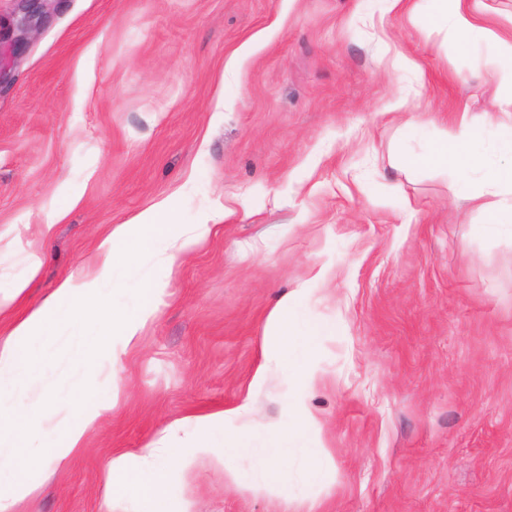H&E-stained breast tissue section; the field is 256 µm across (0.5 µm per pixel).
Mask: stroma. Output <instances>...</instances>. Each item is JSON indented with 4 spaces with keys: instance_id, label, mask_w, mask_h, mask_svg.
Segmentation results:
<instances>
[{
    "instance_id": "stroma-1",
    "label": "stroma",
    "mask_w": 512,
    "mask_h": 512,
    "mask_svg": "<svg viewBox=\"0 0 512 512\" xmlns=\"http://www.w3.org/2000/svg\"><path fill=\"white\" fill-rule=\"evenodd\" d=\"M491 54L449 51L437 17L381 0H61L0 86V284L39 262L10 315L163 199L215 230L174 262L79 461L22 512H99L104 456L190 447L191 428L166 431L187 416L226 412L225 434L264 447L288 397L266 321L302 286L336 325L307 395L335 483H304L298 456L270 500L202 460L170 467L163 512H512V232L467 199L482 172L401 161L461 110L492 109ZM399 97L409 134L386 110ZM158 265L117 269L115 304ZM247 400L253 415L233 416Z\"/></svg>"
}]
</instances>
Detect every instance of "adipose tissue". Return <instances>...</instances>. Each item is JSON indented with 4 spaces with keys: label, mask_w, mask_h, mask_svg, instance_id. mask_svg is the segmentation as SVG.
Masks as SVG:
<instances>
[{
    "label": "adipose tissue",
    "mask_w": 512,
    "mask_h": 512,
    "mask_svg": "<svg viewBox=\"0 0 512 512\" xmlns=\"http://www.w3.org/2000/svg\"><path fill=\"white\" fill-rule=\"evenodd\" d=\"M391 11L406 10L420 15L437 11L452 35L448 46L476 40L494 48L491 74L500 84L512 87V34L484 25L483 0H386ZM495 130V150L512 161V95L499 99L494 113L460 112L452 126L443 129L430 150L408 157L412 166L454 168L459 172L477 167L482 157L469 146L479 129ZM486 183L493 196L483 205L487 224L495 228L512 224V164L487 172ZM210 224L181 229L175 224L168 202H160L124 224L113 225L99 242L85 268L58 281L51 294L25 318L0 335V512H20L21 503L40 487L48 473L70 469L83 452L89 433L114 407V400L84 397L80 388L67 394L37 390L46 378L50 359L47 350L65 341V355L81 380L102 374L118 377L124 355L133 351L147 324L158 310L176 255L205 239ZM164 251L161 273L143 284L135 294L132 310L112 314V336L120 344L111 362L90 358L86 349L83 310L88 304L106 308L116 290L114 271L144 251ZM334 325L311 321L307 314V292L297 289L284 297L269 313L266 324V359L288 366V413L292 420L274 436L270 447L251 448L245 436L224 434L220 414L200 416L191 424L198 433L191 452L169 449L167 455L147 450L134 456L115 451L102 464L112 487L100 512H112L114 496L133 499L138 512H156L166 492L170 464L191 471L199 460H208L224 471L225 483L266 496L279 495L288 480L287 464L296 449H305L307 473L323 484L335 480L328 452L318 443L319 429L306 410L300 394L314 382L311 368L316 337L330 336ZM253 453L256 474L243 481L235 459Z\"/></svg>",
    "instance_id": "ef3b65f1"
}]
</instances>
